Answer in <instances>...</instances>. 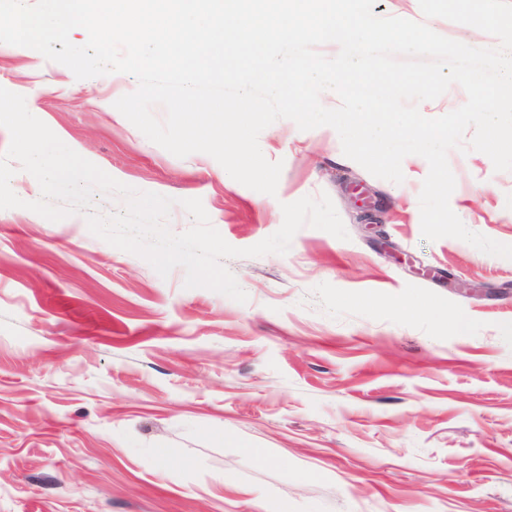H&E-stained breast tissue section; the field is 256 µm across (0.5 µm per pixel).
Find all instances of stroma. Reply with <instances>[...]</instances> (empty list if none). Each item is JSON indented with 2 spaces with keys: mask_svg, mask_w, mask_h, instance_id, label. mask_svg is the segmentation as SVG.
<instances>
[{
  "mask_svg": "<svg viewBox=\"0 0 512 512\" xmlns=\"http://www.w3.org/2000/svg\"><path fill=\"white\" fill-rule=\"evenodd\" d=\"M373 12L498 45L425 19L419 0ZM137 86L0 43V87L116 180L176 199L173 232L198 198L246 248L280 228L282 204L325 193L348 237L306 226L287 254L226 260L242 304L185 288L181 267L160 277L83 214L0 210V512H512V259L423 238L427 161L405 157L396 184L347 158L333 128L280 119L259 136L283 164L270 196L148 140L114 106ZM448 161L453 212L512 245V172L477 151ZM361 181L412 265L359 232ZM452 276L497 292L460 293Z\"/></svg>",
  "mask_w": 512,
  "mask_h": 512,
  "instance_id": "35a3bbf8",
  "label": "stroma"
}]
</instances>
